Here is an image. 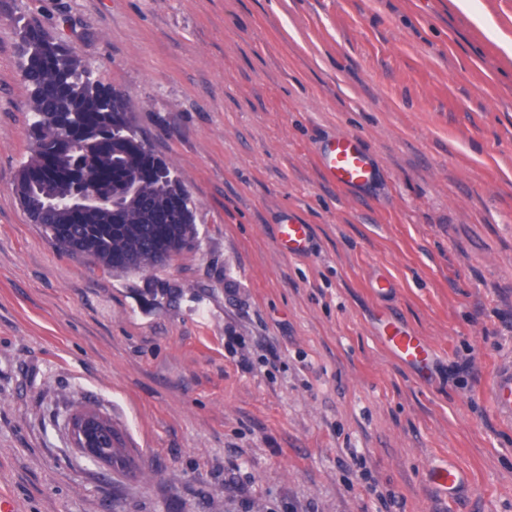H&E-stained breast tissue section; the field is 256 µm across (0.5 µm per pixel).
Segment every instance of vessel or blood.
<instances>
[{"label": "vessel or blood", "mask_w": 512, "mask_h": 512, "mask_svg": "<svg viewBox=\"0 0 512 512\" xmlns=\"http://www.w3.org/2000/svg\"><path fill=\"white\" fill-rule=\"evenodd\" d=\"M316 160L329 182L345 189H360L369 185L375 175L373 160L364 149L359 136L345 134L325 139L320 144ZM281 249L291 255L310 250L308 225L286 220L278 227ZM383 345L398 359L421 374H429L434 362V349L422 336L395 320L385 321L379 330ZM488 392L496 411L512 415V363L501 366L488 384Z\"/></svg>", "instance_id": "obj_1"}]
</instances>
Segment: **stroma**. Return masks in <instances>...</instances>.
Masks as SVG:
<instances>
[{"mask_svg":"<svg viewBox=\"0 0 512 512\" xmlns=\"http://www.w3.org/2000/svg\"><path fill=\"white\" fill-rule=\"evenodd\" d=\"M18 17L124 96L198 245L112 273L31 222ZM341 133L370 186L322 177L314 151ZM290 215L308 254L277 247ZM385 319L432 342L429 380L382 346ZM509 360L512 57L457 0H0V493L17 512H512V417L487 391ZM84 407L136 471L72 446ZM448 465L451 495L429 478Z\"/></svg>","mask_w":512,"mask_h":512,"instance_id":"1","label":"stroma"}]
</instances>
